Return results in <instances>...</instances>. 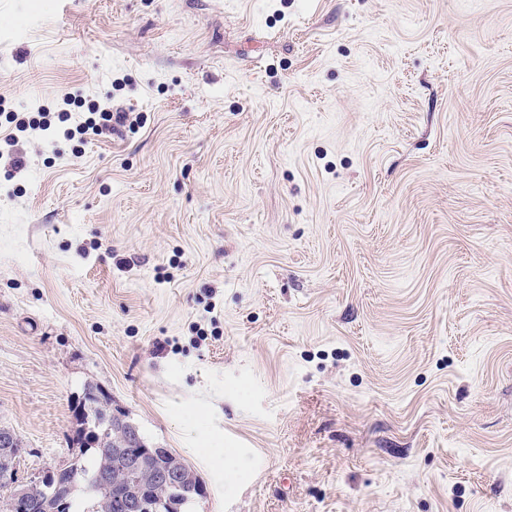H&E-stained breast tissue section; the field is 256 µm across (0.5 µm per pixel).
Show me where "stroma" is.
Segmentation results:
<instances>
[{"mask_svg": "<svg viewBox=\"0 0 512 512\" xmlns=\"http://www.w3.org/2000/svg\"><path fill=\"white\" fill-rule=\"evenodd\" d=\"M7 112L20 480L94 385L191 512H512V0H0ZM91 114H99V120L97 121L93 117H87L85 121L80 122L77 126L73 135L76 132L79 135H93L101 136L103 134L112 133L116 130V126L123 125L128 120V114L126 112H110V110L103 109L102 112H91ZM113 123V124H112Z\"/></svg>", "mask_w": 512, "mask_h": 512, "instance_id": "1", "label": "stroma"}]
</instances>
